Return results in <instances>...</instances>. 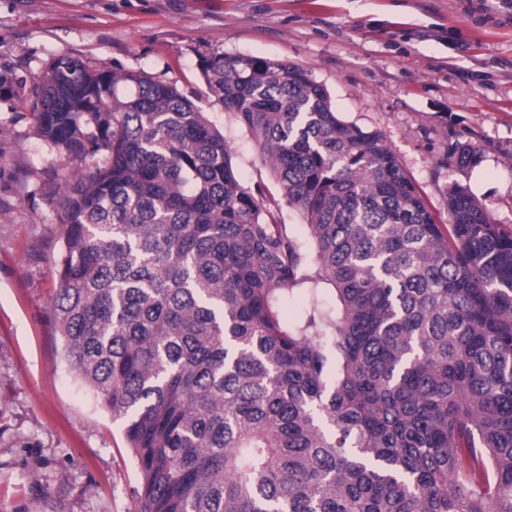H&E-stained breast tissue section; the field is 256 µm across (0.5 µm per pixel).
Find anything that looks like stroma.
Returning a JSON list of instances; mask_svg holds the SVG:
<instances>
[{"label":"stroma","mask_w":512,"mask_h":512,"mask_svg":"<svg viewBox=\"0 0 512 512\" xmlns=\"http://www.w3.org/2000/svg\"><path fill=\"white\" fill-rule=\"evenodd\" d=\"M280 60L381 132L434 215L455 182L512 225V0H0V512H134L123 421L70 370L51 311L58 172L31 112L53 58L176 83L224 131L243 184L277 192L201 56ZM471 141L477 166L447 147Z\"/></svg>","instance_id":"1"}]
</instances>
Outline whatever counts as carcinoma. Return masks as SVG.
Returning <instances> with one entry per match:
<instances>
[{
    "mask_svg": "<svg viewBox=\"0 0 512 512\" xmlns=\"http://www.w3.org/2000/svg\"><path fill=\"white\" fill-rule=\"evenodd\" d=\"M199 70L279 198L174 83L62 56L32 108L94 168L61 175L52 314L125 421L136 512H512V225L458 182L437 221L302 67ZM448 152L465 169L480 149Z\"/></svg>",
    "mask_w": 512,
    "mask_h": 512,
    "instance_id": "cac0c4a2",
    "label": "carcinoma"
}]
</instances>
